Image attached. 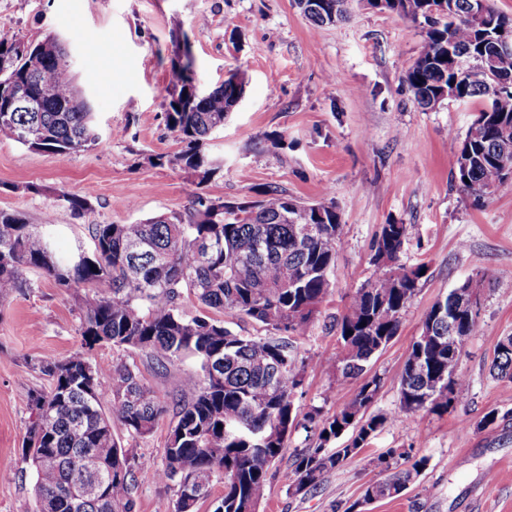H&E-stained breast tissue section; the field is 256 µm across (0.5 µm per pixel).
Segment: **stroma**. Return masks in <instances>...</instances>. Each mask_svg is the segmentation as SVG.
Here are the masks:
<instances>
[{
  "instance_id": "1",
  "label": "stroma",
  "mask_w": 512,
  "mask_h": 512,
  "mask_svg": "<svg viewBox=\"0 0 512 512\" xmlns=\"http://www.w3.org/2000/svg\"><path fill=\"white\" fill-rule=\"evenodd\" d=\"M0 29L33 43L59 37L93 112L96 144L64 157L0 140V209L27 216L58 252H92L89 225L186 216L200 197L242 202L275 186L304 202H334L343 231L331 289L296 341L309 362L295 397L300 412L334 415L357 390L324 357L337 349L349 295L372 276L370 246L382 225H410L400 261L427 273L397 336L371 362L383 380L373 413L398 408L404 363L432 304L483 277L480 329L459 361L466 386L455 408L388 419L316 490L299 495L289 489L293 455L318 433L293 432L257 512H347L366 482L384 479L376 460L393 448L428 464L400 495L364 512H512V380L490 372L499 341L512 335V193L477 201L453 181L448 143L464 136L477 106L415 104L405 77L421 51L422 23L360 0L348 20L323 27L311 25L295 0H0ZM185 47L201 89L237 71L246 79L242 101L206 145L224 173L201 185L158 161L179 148L165 101L171 61ZM63 192L86 199L89 210L73 214L58 199ZM25 277L29 288L0 299V468L14 471L0 481V512H36L35 477L21 461L32 420L23 390L45 383L35 365L81 346L82 290L64 292L41 272ZM133 358L163 397L198 367L189 358L162 373L148 356ZM491 412L495 425L483 427ZM170 420L163 415L150 435L121 439L136 457L135 512H158L176 498L175 485L157 478Z\"/></svg>"
}]
</instances>
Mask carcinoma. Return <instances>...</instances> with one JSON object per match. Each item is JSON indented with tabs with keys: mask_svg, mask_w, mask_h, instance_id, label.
Returning <instances> with one entry per match:
<instances>
[{
	"mask_svg": "<svg viewBox=\"0 0 512 512\" xmlns=\"http://www.w3.org/2000/svg\"><path fill=\"white\" fill-rule=\"evenodd\" d=\"M303 2L297 0L301 13L321 27L343 18L349 0H317L315 10ZM485 2L491 29L473 14L478 0H366L371 9L424 19L423 46L405 78L420 108L433 110L446 99L481 105L465 136L453 139L454 181L476 198L512 192V49L502 46V40L512 41V16ZM20 44L13 35L0 38V138L63 156L95 142L91 112L78 102L65 49L45 53L34 74L20 56ZM171 71L166 122L182 147L158 161L192 173L202 184L224 169L203 147L224 126L236 88L222 84L206 97L194 96L189 56L172 61ZM19 92L40 111H4ZM197 204L185 217L90 224V257L58 255L25 216L0 210V299L27 287V269L42 271L62 290L86 289L81 349L63 360L39 361L50 388L25 390L30 409L43 410L22 441V462L36 476V512H135V456L123 448L119 432L146 436L168 412L158 480L176 483L179 491L162 512H198L216 478L224 480V495L213 512H251L265 496L270 466L288 433L319 430V443L295 455L292 483L299 494L319 486L350 456L346 448H326L339 433L358 430L352 447L360 448L387 421L446 413L460 395L465 379L457 371L456 341L448 321L437 319L429 340L412 343L427 369H403L398 410L389 416L369 413L360 425L348 421L350 410L376 401L382 378L367 375V367L397 335L400 314L426 273L423 265L399 263L409 225L384 224L371 246L372 278L349 297L336 323V369L342 378L360 381L359 387L334 416L323 419L315 408L299 421L294 396L308 363L298 357L294 339L303 335L330 287L342 230L336 206L307 205L276 188L262 191L246 208L201 197ZM305 225L312 234L300 235ZM186 294L222 317L187 311ZM245 317L261 323L267 335L232 332L229 325ZM104 344L141 352L163 371L185 358L195 359L199 370L183 373L165 401L143 382L135 362H92L88 351ZM492 367L512 380V336L498 344ZM33 446L39 454L32 458ZM91 459L112 471L108 492L76 506L70 492L88 478ZM378 461L391 475L366 483L365 502L399 493L427 465L426 458L413 461L400 448ZM189 484L204 488L200 497H183L181 488Z\"/></svg>",
	"mask_w": 512,
	"mask_h": 512,
	"instance_id": "cac0c4a2",
	"label": "carcinoma"
}]
</instances>
